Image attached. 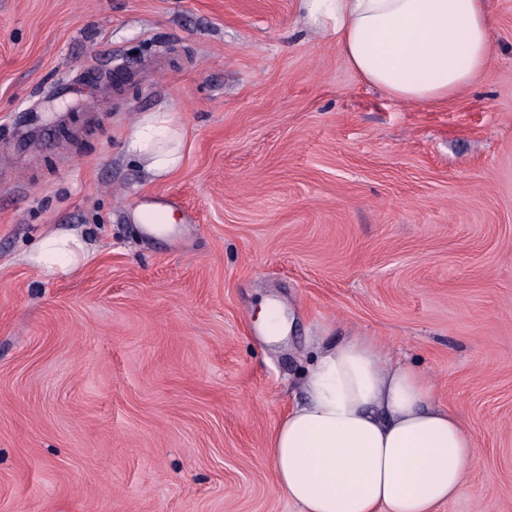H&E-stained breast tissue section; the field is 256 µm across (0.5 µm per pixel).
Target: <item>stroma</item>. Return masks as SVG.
Masks as SVG:
<instances>
[{
	"instance_id": "35a3bbf8",
	"label": "stroma",
	"mask_w": 512,
	"mask_h": 512,
	"mask_svg": "<svg viewBox=\"0 0 512 512\" xmlns=\"http://www.w3.org/2000/svg\"><path fill=\"white\" fill-rule=\"evenodd\" d=\"M487 9L489 74L416 106L300 0H0V512H300L268 441L347 336L469 427L436 512H512V0ZM149 112L186 132L159 180L126 150ZM72 228V275L27 261Z\"/></svg>"
}]
</instances>
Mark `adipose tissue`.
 I'll use <instances>...</instances> for the list:
<instances>
[{"mask_svg": "<svg viewBox=\"0 0 512 512\" xmlns=\"http://www.w3.org/2000/svg\"><path fill=\"white\" fill-rule=\"evenodd\" d=\"M301 8L364 81L406 103L451 98L491 69L485 0H302ZM184 135L169 114L150 112L127 151L164 178L182 165ZM89 256L76 232L57 230L27 260L64 277ZM304 391L268 444L278 485L301 512H435L456 495L475 456L466 423L433 405L423 371L389 363L377 338L318 349Z\"/></svg>", "mask_w": 512, "mask_h": 512, "instance_id": "adipose-tissue-1", "label": "adipose tissue"}]
</instances>
